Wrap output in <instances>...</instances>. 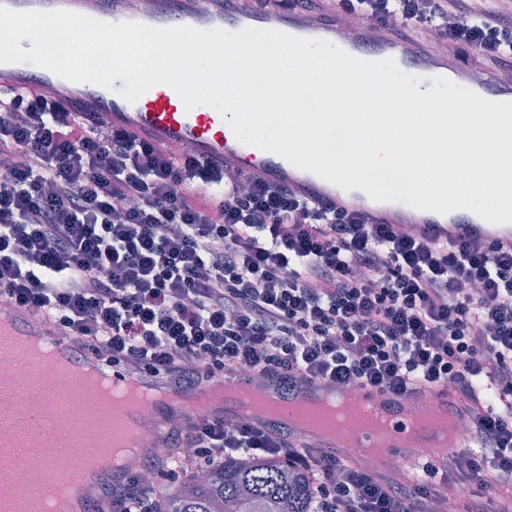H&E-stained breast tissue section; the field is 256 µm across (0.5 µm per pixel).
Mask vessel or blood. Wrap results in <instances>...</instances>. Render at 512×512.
<instances>
[{
    "label": "vessel or blood",
    "mask_w": 512,
    "mask_h": 512,
    "mask_svg": "<svg viewBox=\"0 0 512 512\" xmlns=\"http://www.w3.org/2000/svg\"><path fill=\"white\" fill-rule=\"evenodd\" d=\"M0 7L14 12L67 11L93 15L109 23H131L166 29L190 27L200 31L220 29L236 33L247 28L277 31L295 38L326 41L353 58L377 62L393 60L406 74L420 77L421 90H428L433 79L443 78L453 84L473 89L485 100L512 102V77L486 71L479 84H471L469 69L461 66L452 52H433L420 36L401 37L387 27L368 33L350 32L338 13L305 14L281 10H260L254 0H143L139 14H129L125 0H101L97 12H89L87 0H0ZM61 78L55 72L32 63H0V90L32 89L54 96ZM124 83L115 80L112 88L92 82H76L70 98L83 111H106L113 127L127 130L156 145L175 141L191 143L199 159L220 160L225 169L244 175H257L271 184L290 186L299 196L317 204L329 205L356 214L370 224H393L430 239L457 241L475 239L501 250L512 249V223H491L471 211L456 209L445 214L420 210L400 201H377L366 192L346 190L319 175L301 169L282 156L240 142L225 130L223 116L213 107L186 108L174 88L157 84L136 102L125 100L120 91ZM7 317L19 330L52 338L60 350L81 358L78 338L67 335L52 319L21 308H9ZM178 400L160 406L153 430L165 439L175 426L201 418H232L224 407L197 405L186 391H178ZM364 396L396 423H403L406 412L427 408L453 416L465 413V405L456 403L448 392L418 388L404 397L365 390Z\"/></svg>",
    "instance_id": "obj_1"
}]
</instances>
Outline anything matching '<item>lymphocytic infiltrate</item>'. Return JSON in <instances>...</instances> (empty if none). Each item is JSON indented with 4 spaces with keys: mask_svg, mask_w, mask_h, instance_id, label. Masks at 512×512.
Instances as JSON below:
<instances>
[{
    "mask_svg": "<svg viewBox=\"0 0 512 512\" xmlns=\"http://www.w3.org/2000/svg\"><path fill=\"white\" fill-rule=\"evenodd\" d=\"M421 33L465 66L512 75V0H260ZM0 299L58 322L113 366L192 389L260 376L469 400L458 475L483 474L466 512H512V251L443 242L305 201L112 128L62 96L0 95ZM170 478L229 456L288 461L314 512H437L440 493L351 465L284 428L202 419ZM127 476L89 512H153Z\"/></svg>",
    "mask_w": 512,
    "mask_h": 512,
    "instance_id": "1",
    "label": "lymphocytic infiltrate"
}]
</instances>
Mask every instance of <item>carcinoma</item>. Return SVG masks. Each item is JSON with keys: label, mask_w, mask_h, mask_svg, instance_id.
Wrapping results in <instances>:
<instances>
[{"label": "carcinoma", "mask_w": 512, "mask_h": 512, "mask_svg": "<svg viewBox=\"0 0 512 512\" xmlns=\"http://www.w3.org/2000/svg\"><path fill=\"white\" fill-rule=\"evenodd\" d=\"M165 512H311L310 480L282 460L226 458L163 494Z\"/></svg>", "instance_id": "1"}]
</instances>
